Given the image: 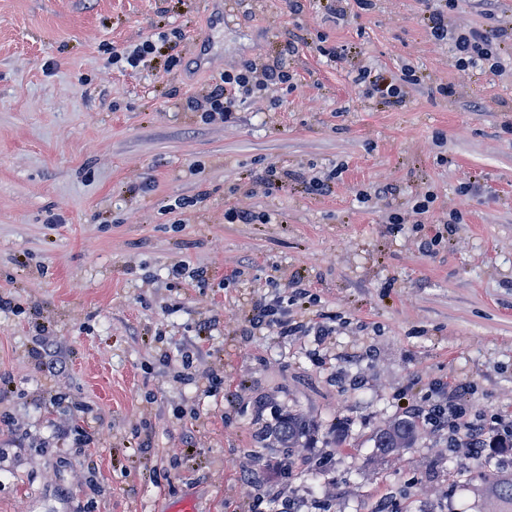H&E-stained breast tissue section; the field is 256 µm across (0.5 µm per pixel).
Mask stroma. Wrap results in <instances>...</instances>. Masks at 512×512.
I'll use <instances>...</instances> for the list:
<instances>
[{"label": "stroma", "instance_id": "obj_1", "mask_svg": "<svg viewBox=\"0 0 512 512\" xmlns=\"http://www.w3.org/2000/svg\"><path fill=\"white\" fill-rule=\"evenodd\" d=\"M437 6L0 0V512H512V458L448 425L375 446L439 402L487 439L512 412V0H454L442 40ZM469 29L499 37L501 71L457 65ZM147 40L178 65L122 60ZM246 64L289 80L227 122L189 108ZM265 300L304 328H252ZM39 330L59 377L31 356ZM290 409L316 431L288 470L256 435ZM32 349L36 365L44 375L56 376L66 369V361L62 352L53 344L45 340L43 336L33 337ZM419 423L412 419H397L389 422L378 430L375 436V446L389 452L395 448L413 447ZM58 437L71 438V443L68 448H71L75 454H85L86 448L92 442V437L88 435L82 428L64 425L59 426L57 431Z\"/></svg>", "mask_w": 512, "mask_h": 512}]
</instances>
